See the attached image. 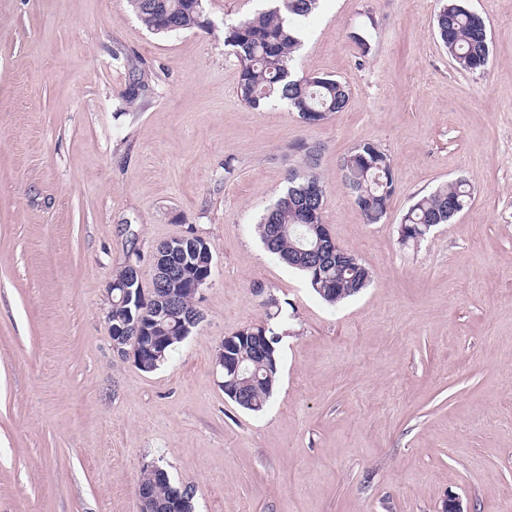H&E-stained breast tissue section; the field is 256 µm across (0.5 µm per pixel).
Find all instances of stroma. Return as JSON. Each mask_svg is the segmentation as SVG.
I'll list each match as a JSON object with an SVG mask.
<instances>
[{"instance_id": "obj_1", "label": "stroma", "mask_w": 512, "mask_h": 512, "mask_svg": "<svg viewBox=\"0 0 512 512\" xmlns=\"http://www.w3.org/2000/svg\"><path fill=\"white\" fill-rule=\"evenodd\" d=\"M467 4L481 76L435 37L439 0H322L295 68L350 98L306 124L238 93L224 28L267 0H205L210 29L175 34L128 0H0V512H139L154 462L195 512H512V0ZM135 67L153 93L129 103ZM363 141L392 162L377 224L341 169ZM305 144L331 235L373 274L333 306L255 230ZM458 178L470 206L402 241L415 199ZM190 230L213 253L202 320L147 373L112 350L107 285L134 246L150 286L157 245ZM270 297L281 374L251 412L215 359Z\"/></svg>"}]
</instances>
